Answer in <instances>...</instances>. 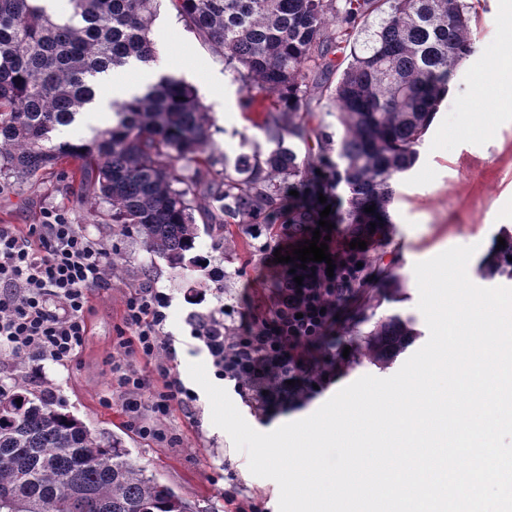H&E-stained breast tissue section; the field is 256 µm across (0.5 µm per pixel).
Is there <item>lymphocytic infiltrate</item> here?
I'll use <instances>...</instances> for the list:
<instances>
[{
    "mask_svg": "<svg viewBox=\"0 0 512 512\" xmlns=\"http://www.w3.org/2000/svg\"><path fill=\"white\" fill-rule=\"evenodd\" d=\"M372 242L369 225L332 235L331 262L313 269L299 262L275 263L273 306L244 332L229 331L223 312L189 314L192 339L207 350L217 379L254 410L297 407L327 389L342 353L324 349L336 329V306L370 275L368 251L353 240ZM111 248L92 241L61 211L48 213L28 234L0 225V350L21 355L36 369L70 362L89 332L88 293L108 291ZM172 299L156 284L135 289L117 332L119 357L111 385L122 396L128 426L146 438L174 443L166 421L173 407L192 411L198 394L172 376L176 338L167 329ZM162 379L155 388L154 379Z\"/></svg>",
    "mask_w": 512,
    "mask_h": 512,
    "instance_id": "1",
    "label": "lymphocytic infiltrate"
}]
</instances>
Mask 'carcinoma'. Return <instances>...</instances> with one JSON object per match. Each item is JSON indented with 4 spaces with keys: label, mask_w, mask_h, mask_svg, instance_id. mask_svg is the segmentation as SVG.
Returning a JSON list of instances; mask_svg holds the SVG:
<instances>
[{
    "label": "carcinoma",
    "mask_w": 512,
    "mask_h": 512,
    "mask_svg": "<svg viewBox=\"0 0 512 512\" xmlns=\"http://www.w3.org/2000/svg\"><path fill=\"white\" fill-rule=\"evenodd\" d=\"M158 3L70 0L58 16L42 0H0V168L20 182L60 171L82 198L110 206L120 232L174 268L202 272L189 255L196 212L220 241L233 225L316 224L327 204L332 223H391L394 185L472 52L469 0H169L224 58L253 125L275 144L239 155L219 178L208 112L172 75L112 101V123L89 137H61L100 94L99 75L154 61ZM324 96L336 139L313 124L311 102ZM296 141L308 145L302 157ZM297 187L302 202L284 209ZM501 237L480 271L512 279V231ZM418 336L411 318L381 317L363 356L387 367ZM14 368L0 387V512H197L120 442L64 411L23 358Z\"/></svg>",
    "instance_id": "obj_1"
}]
</instances>
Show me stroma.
<instances>
[{
    "label": "stroma",
    "mask_w": 512,
    "mask_h": 512,
    "mask_svg": "<svg viewBox=\"0 0 512 512\" xmlns=\"http://www.w3.org/2000/svg\"><path fill=\"white\" fill-rule=\"evenodd\" d=\"M473 6L474 52L457 67L452 90L419 148L416 165L396 186L390 223L375 231L369 253L372 277L339 304L336 344L349 348V360L342 365L335 384L298 409L265 417L240 396H233V403L255 430L270 432L311 415L338 388L361 376H392V369L378 368L362 356L359 334L369 328L367 316L394 312L410 317L420 332H427L417 307L415 263L454 246L472 245L476 252L468 269L471 281L481 287L512 285V280L490 279L479 270L500 229L512 230V65L501 58L502 49L512 40V0H473ZM152 32L158 54L146 80L151 83L158 75L171 74L195 87L210 118L212 141L220 159L216 171H223L224 161H235L240 154L268 153L272 145L249 121L244 95L225 70L223 59L202 45L168 0H162ZM490 69L496 72L495 83L488 92H480L478 78ZM215 88L224 99L220 111L211 95ZM51 209L67 212L71 223L81 225L94 242L122 254L124 262L113 270L110 290L90 295V332L79 354L67 364L46 365L43 381L52 385L66 411L90 428L118 438L133 460L195 502L199 512H228L224 484L215 472L216 464L225 460L230 461L247 494L261 497L266 512H278L277 483L250 473L246 454L237 451L230 436L213 425L207 396H200L193 416L178 408L172 410L168 423L180 433L181 443L171 448L127 427L122 398L111 391L109 369L117 354V329L123 324L125 302L141 283L142 270L148 268L158 287L168 289L173 297L167 325L179 344L172 367L181 379H188L189 363H205L209 357L197 351L190 338L187 315L222 306L248 315L266 313L272 280L265 262L279 243V230L258 236L236 235L234 245L228 248L208 232H199L195 252L216 273L215 281L205 287L198 275L172 268L165 259L148 252L135 236L121 234L108 205L82 199L59 174L47 173L22 183L0 174V224H15L24 231L42 223L45 211ZM391 275L404 280L403 297L378 299L379 289ZM107 395L112 398L108 406L103 403Z\"/></svg>",
    "instance_id": "obj_1"
}]
</instances>
